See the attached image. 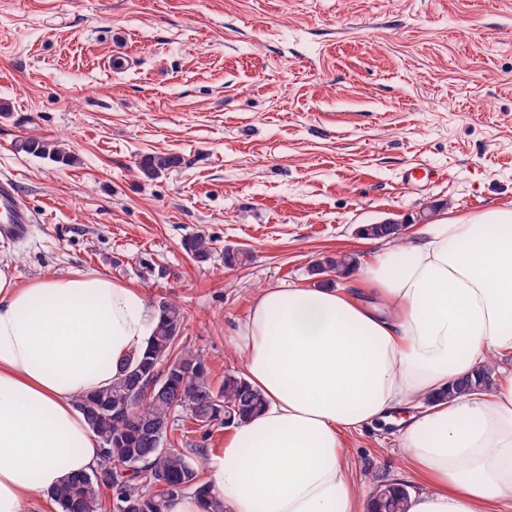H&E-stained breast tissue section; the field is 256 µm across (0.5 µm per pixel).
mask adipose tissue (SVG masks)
<instances>
[{"label":"adipose tissue","instance_id":"obj_1","mask_svg":"<svg viewBox=\"0 0 512 512\" xmlns=\"http://www.w3.org/2000/svg\"><path fill=\"white\" fill-rule=\"evenodd\" d=\"M158 322L107 275L22 285L0 265V512H48L52 489L101 464L77 403ZM234 351L266 404L207 461L224 512H371L347 438L379 422L425 484L407 512H512V210L429 225L345 288L259 291ZM485 369L490 390L445 399Z\"/></svg>","mask_w":512,"mask_h":512}]
</instances>
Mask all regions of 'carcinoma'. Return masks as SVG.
I'll use <instances>...</instances> for the list:
<instances>
[{
    "label": "carcinoma",
    "instance_id": "cac0c4a2",
    "mask_svg": "<svg viewBox=\"0 0 512 512\" xmlns=\"http://www.w3.org/2000/svg\"><path fill=\"white\" fill-rule=\"evenodd\" d=\"M17 149L63 165L75 160L70 152L39 138L22 140ZM180 164L177 155L153 153L142 156L138 168L144 176L157 178ZM361 232L376 239L402 237L400 227L388 224H366ZM187 248L199 263L212 254L210 240L203 235ZM250 258L247 249L224 248L226 267L242 266ZM356 264L350 254L327 256L309 266V275L323 288L328 281L320 276L333 270L344 276ZM158 310L159 324L144 351L126 361L116 382L79 400L102 444L103 463L89 474L66 478L51 492L61 512H103L107 494L112 512H164L169 501L185 495L212 501L205 469L172 445L179 417L192 420L196 430L207 434L216 425L229 427L247 420L264 405L261 393L243 376L226 374L221 382L214 381L204 356L181 344L186 319L182 306L163 301ZM492 384L491 371L485 370L475 379L452 384L448 397L483 391ZM374 495L375 512H406L407 486L380 484Z\"/></svg>",
    "mask_w": 512,
    "mask_h": 512
}]
</instances>
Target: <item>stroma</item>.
<instances>
[{
    "label": "stroma",
    "mask_w": 512,
    "mask_h": 512,
    "mask_svg": "<svg viewBox=\"0 0 512 512\" xmlns=\"http://www.w3.org/2000/svg\"><path fill=\"white\" fill-rule=\"evenodd\" d=\"M0 101V176L34 213L0 261L179 302L218 382L242 372L255 294L313 287L325 256L369 264L363 225L512 210V0H0ZM29 137L75 163L18 151ZM155 152L182 164L148 179ZM228 245L251 261L225 266ZM349 453L359 484L423 488L389 432Z\"/></svg>",
    "instance_id": "obj_1"
}]
</instances>
